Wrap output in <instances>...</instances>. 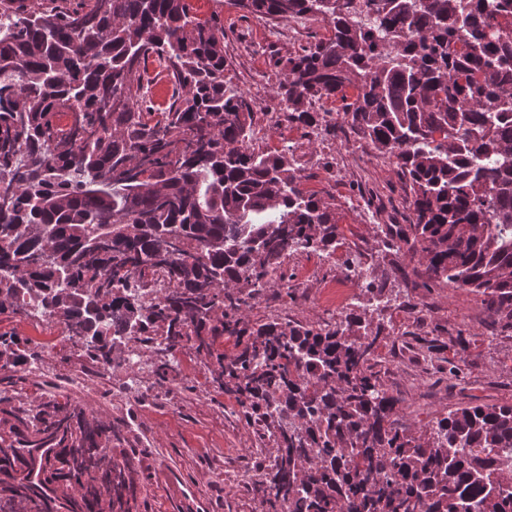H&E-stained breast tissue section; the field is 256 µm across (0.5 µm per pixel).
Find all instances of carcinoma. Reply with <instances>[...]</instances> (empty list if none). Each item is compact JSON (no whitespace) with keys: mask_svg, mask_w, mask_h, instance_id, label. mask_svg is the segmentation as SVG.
I'll return each instance as SVG.
<instances>
[{"mask_svg":"<svg viewBox=\"0 0 512 512\" xmlns=\"http://www.w3.org/2000/svg\"><path fill=\"white\" fill-rule=\"evenodd\" d=\"M483 0H227L329 36L279 61L288 123L344 119L409 183L413 219L383 247L428 261L429 283L512 319V23L456 25ZM177 98L150 109L146 63ZM224 20L190 0H0V314L61 327L62 359L110 368L128 337L163 379L187 350L276 448L266 512H512V405L458 408L430 434L393 426L370 365L381 342L336 322H245L288 275V250L332 254L337 226L288 150H256L253 101L225 81ZM71 112L58 134L55 118ZM157 270L170 288L144 307ZM232 339L231 350L220 344ZM28 339L0 333V512H130L136 450L112 418L32 378Z\"/></svg>","mask_w":512,"mask_h":512,"instance_id":"obj_1","label":"carcinoma"}]
</instances>
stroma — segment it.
Segmentation results:
<instances>
[{"label":"stroma","instance_id":"obj_1","mask_svg":"<svg viewBox=\"0 0 512 512\" xmlns=\"http://www.w3.org/2000/svg\"><path fill=\"white\" fill-rule=\"evenodd\" d=\"M198 18L220 14L229 57L226 78L246 93L257 84L278 83V59L328 36L323 22L306 18L297 38L287 23L268 24L241 17L225 0H193ZM336 130L315 138L305 156V190L323 196L336 209L339 243L337 266H320L314 255L289 258L288 272L301 282L295 301H283L278 289L260 294L246 315L266 318L272 306L288 309L293 320H323L321 301L327 286L341 276L339 263L348 253L372 264L374 276L393 302L377 310L366 297L356 298L364 317L383 330L371 366L398 400L395 424L413 437L423 436L436 418L475 405L512 404V329L491 318L480 296L449 287H427V263L382 247L378 227L407 224L413 217L411 195L395 165L379 157L359 164L345 150L357 134L344 119ZM460 350L457 374L443 355L428 353L424 341ZM181 380L168 383L173 400L133 396L113 402L119 376L90 374L78 388L87 408L110 415L122 429L124 445L147 452L148 478L131 512H251L244 488L220 480V458L233 457L243 473H261L262 444L243 421L234 399L213 391L197 360L181 369Z\"/></svg>","mask_w":512,"mask_h":512}]
</instances>
